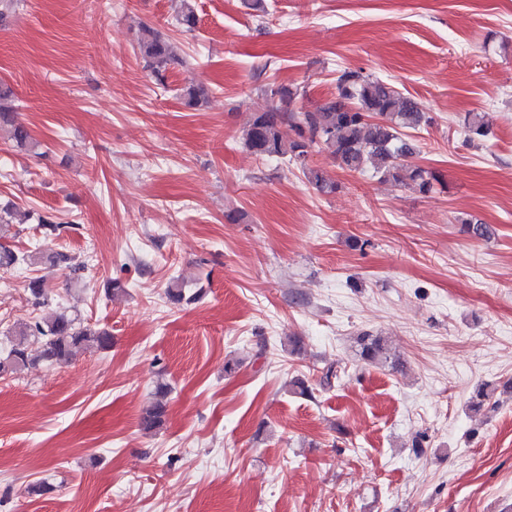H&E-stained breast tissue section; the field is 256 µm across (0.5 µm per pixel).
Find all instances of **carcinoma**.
Segmentation results:
<instances>
[{
    "mask_svg": "<svg viewBox=\"0 0 512 512\" xmlns=\"http://www.w3.org/2000/svg\"><path fill=\"white\" fill-rule=\"evenodd\" d=\"M137 47L141 57L159 83L166 80L167 65L174 61L170 42L150 27L139 33ZM209 95L203 84H191L183 91L185 103L195 107ZM263 95L270 105L257 110L244 130L245 147L260 157L287 156L305 164L314 147L328 150L338 163L350 171L366 167L384 179L408 180L427 193L438 177L420 166L406 164L414 153L404 130L416 129L429 118L418 103L402 95L396 87L382 79L370 78L355 70H344L336 80V95L319 104L312 111L296 112L290 109L300 95L298 90L275 83L267 85ZM289 131H284L283 127ZM9 128L11 138L23 146L29 139L27 127L17 120L15 111L0 105V129ZM472 137L489 134L485 116L474 113L467 121ZM307 178L320 193H332L336 184L319 171H306ZM35 262L33 255H19L0 246V269H9L21 262ZM15 342L9 355V367L0 359V375L14 373L33 362L27 346L29 339L43 342L41 358L65 362L80 348L105 350L112 346V336L104 330H94L81 324L77 318L59 313L50 320L34 319L14 331ZM360 359L367 364H379L390 358L384 338L361 333L357 338ZM165 406L158 401L145 409L141 426L147 431L162 425Z\"/></svg>",
    "mask_w": 512,
    "mask_h": 512,
    "instance_id": "obj_1",
    "label": "carcinoma"
}]
</instances>
